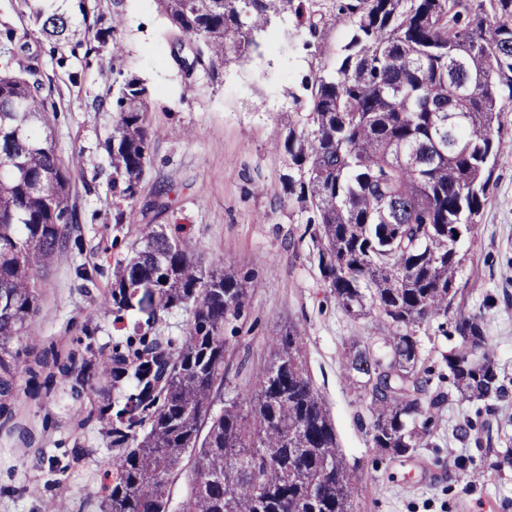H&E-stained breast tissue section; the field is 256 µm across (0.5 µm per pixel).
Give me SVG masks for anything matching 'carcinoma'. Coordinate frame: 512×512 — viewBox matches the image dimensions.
<instances>
[{
  "label": "carcinoma",
  "instance_id": "carcinoma-1",
  "mask_svg": "<svg viewBox=\"0 0 512 512\" xmlns=\"http://www.w3.org/2000/svg\"><path fill=\"white\" fill-rule=\"evenodd\" d=\"M67 14L28 6L30 25L65 52L84 33L97 56L126 25L119 8L98 26L89 0ZM168 21L172 59L192 48L215 70L257 51L258 38L288 16L307 35L316 65L290 92L294 118L275 144L281 176L336 304L370 318L379 333L354 342L343 371L363 410L369 443L392 459L429 445L432 414L448 394L431 389L421 331L453 328L442 360L460 395L497 400L508 393L482 313L457 312L459 247L477 233L500 157L499 134L512 112V0H156ZM348 25L326 47L328 26ZM105 140L112 196L124 224L140 189L156 132L147 123L148 88L119 73ZM51 87L26 65L0 70V416L21 380L38 391L37 372L11 349L38 313L37 278L72 234L73 167L44 129ZM172 186L155 188L150 209L168 208ZM245 291L224 269L205 270L184 224L153 225L117 262L99 301L122 336L103 359L53 363L102 398L113 455L103 463L102 512H354L355 472L314 386L297 330L270 342V354L243 392L223 398L227 324ZM187 314L182 334L159 335L166 314ZM223 403L214 411L217 403ZM186 475L175 502L170 479Z\"/></svg>",
  "mask_w": 512,
  "mask_h": 512
}]
</instances>
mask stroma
Masks as SVG:
<instances>
[{
  "label": "stroma",
  "instance_id": "35a3bbf8",
  "mask_svg": "<svg viewBox=\"0 0 512 512\" xmlns=\"http://www.w3.org/2000/svg\"><path fill=\"white\" fill-rule=\"evenodd\" d=\"M121 7L126 26L111 47L85 58L83 48L59 55L44 37L28 35L25 55L50 80L56 112L47 133L64 162L74 165L71 202L81 216L78 243L54 257L38 280L40 310L16 346L29 358L83 354L84 328L94 350L109 351L118 333L97 301L112 282L117 260L130 256L153 224L187 225L203 264L223 262L244 277L247 297L237 331L228 338L229 379L245 386L263 364L268 343L296 326L304 339L310 375L324 398L339 445L357 477L355 512H512V394L491 411L460 399L441 354L451 343L436 337L428 364L432 386L447 392L436 416L430 447L394 460L372 448L357 420L356 395L343 376L344 353L377 326L347 316L325 288L311 241L301 240L298 216L284 197L279 139L294 108L290 87L309 74L313 57L305 37L280 20L265 35L258 55L212 71L185 75L160 37L166 25L155 0H95L103 26ZM132 71L150 92L146 120L156 135L141 185L152 199L159 182L173 192L169 209L138 212L128 223L112 221V170L104 141L112 128V96L119 72ZM496 167L475 238L461 245L459 302L484 311L495 359L512 387V113L500 134ZM87 268L86 286L78 268ZM50 391L19 387L12 417L0 419V512H98L101 463L111 456L106 428L89 412L92 396L76 395L57 367ZM475 427L466 440L456 430Z\"/></svg>",
  "mask_w": 512,
  "mask_h": 512
}]
</instances>
